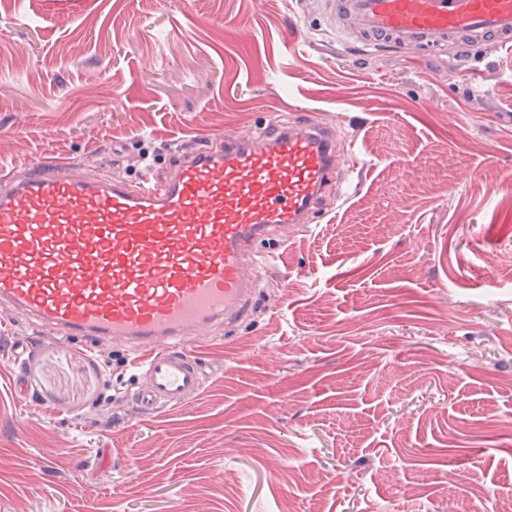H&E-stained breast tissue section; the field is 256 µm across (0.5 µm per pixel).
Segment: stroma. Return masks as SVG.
Here are the masks:
<instances>
[{
  "label": "stroma",
  "instance_id": "obj_1",
  "mask_svg": "<svg viewBox=\"0 0 512 512\" xmlns=\"http://www.w3.org/2000/svg\"><path fill=\"white\" fill-rule=\"evenodd\" d=\"M285 118L332 123L342 195L289 227L284 262L258 245L257 305L204 337L198 394L141 413L131 352L0 317V512L512 495V49H372L321 0H0V169L135 182L142 153L161 172L170 145Z\"/></svg>",
  "mask_w": 512,
  "mask_h": 512
}]
</instances>
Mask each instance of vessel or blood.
<instances>
[{"label":"vessel or blood","instance_id":"vessel-or-blood-1","mask_svg":"<svg viewBox=\"0 0 512 512\" xmlns=\"http://www.w3.org/2000/svg\"><path fill=\"white\" fill-rule=\"evenodd\" d=\"M340 27L376 47H512V0H332ZM60 161L0 172V310L137 355L142 412L197 394L204 330L255 307L254 247L322 209L341 163L333 128L275 122L227 131L135 183L66 176Z\"/></svg>","mask_w":512,"mask_h":512}]
</instances>
